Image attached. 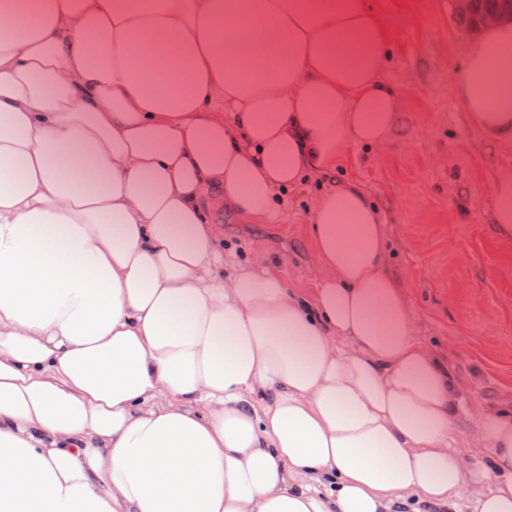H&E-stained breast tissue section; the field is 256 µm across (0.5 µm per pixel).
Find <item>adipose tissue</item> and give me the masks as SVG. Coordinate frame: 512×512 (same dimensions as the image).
Here are the masks:
<instances>
[{"label":"adipose tissue","instance_id":"obj_1","mask_svg":"<svg viewBox=\"0 0 512 512\" xmlns=\"http://www.w3.org/2000/svg\"><path fill=\"white\" fill-rule=\"evenodd\" d=\"M389 43L365 0H0V512H512V414L462 412L357 185L313 295L224 270L214 206L383 141ZM456 94L512 137V21ZM452 448L464 455L470 462L486 460L489 449L484 448L482 441L472 426L459 428L451 434Z\"/></svg>","mask_w":512,"mask_h":512}]
</instances>
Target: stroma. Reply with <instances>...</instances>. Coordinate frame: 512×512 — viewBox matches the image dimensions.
I'll use <instances>...</instances> for the list:
<instances>
[{"instance_id":"1","label":"stroma","mask_w":512,"mask_h":512,"mask_svg":"<svg viewBox=\"0 0 512 512\" xmlns=\"http://www.w3.org/2000/svg\"><path fill=\"white\" fill-rule=\"evenodd\" d=\"M368 2L391 40L380 79L397 113L384 143L351 146L262 222L215 213L224 270L260 261L288 288L313 294L311 213L327 189L356 183L378 208L384 269L410 306L418 340L452 373L466 404L512 412V233L493 222V183L512 172V138L472 127L456 96L471 35L453 0Z\"/></svg>"}]
</instances>
